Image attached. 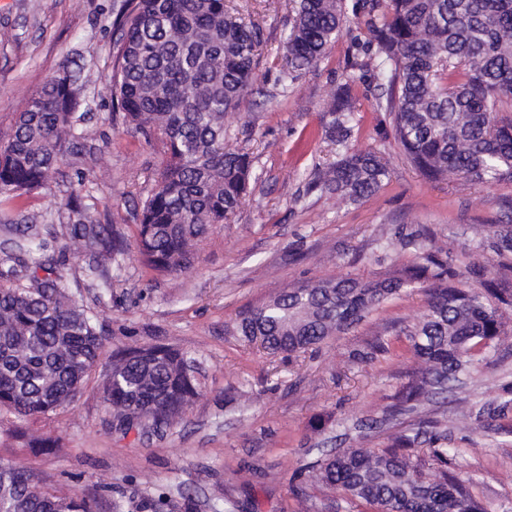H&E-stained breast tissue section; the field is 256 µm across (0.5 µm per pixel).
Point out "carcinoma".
<instances>
[{
    "instance_id": "cac0c4a2",
    "label": "carcinoma",
    "mask_w": 512,
    "mask_h": 512,
    "mask_svg": "<svg viewBox=\"0 0 512 512\" xmlns=\"http://www.w3.org/2000/svg\"><path fill=\"white\" fill-rule=\"evenodd\" d=\"M111 78L112 108L127 133L157 139L159 177L139 217L135 249L158 275L191 267L195 242L235 218L250 182L248 153L229 144L225 114L238 112L259 80L260 26L230 14L225 0H123ZM284 38L282 90L315 68L341 37L342 0H294ZM360 20L351 65L367 57L377 107L388 113L407 160L431 181L472 185L512 182V0H354ZM67 68L20 105L0 143V198L16 201L48 188L78 140ZM352 87L339 83L325 106L324 134L336 160L315 169L309 189L357 204L375 195L390 173L380 152L350 144ZM75 219L24 225V242L0 258V415L14 417V437L73 401L105 353L106 339L71 290L66 257L125 251L111 224H96L72 202ZM428 231L402 241L420 262L384 280L344 277L291 288L245 313L238 333L268 353L291 357L358 323L407 288L427 286L423 318L406 329L421 361L382 421L417 414L448 392V374L479 371L506 336L503 310L512 291L494 282L479 289L453 283L448 250L427 247ZM52 251L45 263L33 255ZM46 273L39 279L35 269ZM103 401L116 427H171L200 395L190 361L164 345L123 349L108 357ZM416 437L397 432L387 448H334L304 465L308 478L373 512H486L469 481L448 471L446 433L432 431L427 456L408 453ZM79 495L57 496L36 475L0 460V512H95Z\"/></svg>"
}]
</instances>
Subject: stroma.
Returning a JSON list of instances; mask_svg holds the SVG:
<instances>
[{
    "mask_svg": "<svg viewBox=\"0 0 512 512\" xmlns=\"http://www.w3.org/2000/svg\"><path fill=\"white\" fill-rule=\"evenodd\" d=\"M122 4L0 0V138L10 133L21 100L60 66L85 84L78 153L48 191L22 198L10 213L17 225L35 214L48 224L67 222L70 192L81 187L88 214L114 225L127 248L107 261V287L80 289V304L103 326L108 351L165 344L196 358L202 391L177 425L124 434L108 422L101 364L74 402L30 422L56 447H26L0 422V458L34 472L56 495L95 498L97 512H372L314 484L297 496V472L326 436L339 448L388 445L391 428L360 431L355 423L381 416L416 367L403 331L425 312L426 292H402L344 333L287 358L245 342L236 323L308 282L394 276L418 261L401 237L423 226L434 233L432 246L447 248L460 287L492 279L512 289V252L494 246L512 183L431 181L406 160L376 105L369 72L346 65L356 22L284 95L275 78L285 64L292 0H226L231 13L261 27L264 93L229 120L258 180L234 221L198 242L189 271L156 275L133 245L161 147L126 133L108 84L112 21ZM343 81L356 94L354 144L380 151L390 170L380 191L358 205L306 189L316 167L336 158L323 135L324 107ZM505 329L487 365L447 403L424 409L445 428L458 451L457 473L472 479L488 512H512V403L502 391L512 383V310ZM378 342L388 351L371 353Z\"/></svg>",
    "mask_w": 512,
    "mask_h": 512,
    "instance_id": "1",
    "label": "stroma"
}]
</instances>
